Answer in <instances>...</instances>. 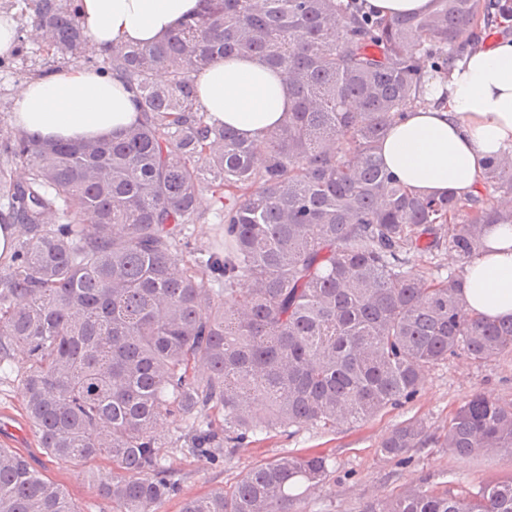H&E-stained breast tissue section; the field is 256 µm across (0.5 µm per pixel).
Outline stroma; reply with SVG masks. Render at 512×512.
I'll use <instances>...</instances> for the list:
<instances>
[{
    "instance_id": "35a3bbf8",
    "label": "stroma",
    "mask_w": 512,
    "mask_h": 512,
    "mask_svg": "<svg viewBox=\"0 0 512 512\" xmlns=\"http://www.w3.org/2000/svg\"><path fill=\"white\" fill-rule=\"evenodd\" d=\"M0 12L11 15L23 38L16 53L0 65V176L20 180L26 176L24 168L3 150L5 142L16 135L10 122L16 90L45 71H65L69 64L47 54L42 44L31 38L30 0H0ZM200 212L199 223L191 227L192 248L223 251L220 206L210 191H203L200 197ZM11 357L12 371H0V447L21 452L34 469L64 486L82 512H112L111 501L99 496L91 480L92 473L111 471V461L99 458L79 468L46 455L29 427L18 381V371L27 365L26 355L15 349ZM474 393L512 404V353L484 363L462 353L449 357L428 370L419 394L410 403L386 408L361 424L344 422L331 429L290 427L259 434L243 448L215 462L188 455L183 449L180 423L164 419L155 435L179 492L161 504L158 512H181L184 499L215 489L232 490L254 466L302 451L328 456L329 467L323 483L302 494L296 512H365L371 502L419 487L440 494L476 495L488 484L512 477V453L502 450L462 457L427 444L410 449L399 460L386 456L380 448L391 431L408 419L423 421L429 432H440Z\"/></svg>"
}]
</instances>
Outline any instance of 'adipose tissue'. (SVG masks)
Wrapping results in <instances>:
<instances>
[{
	"label": "adipose tissue",
	"mask_w": 512,
	"mask_h": 512,
	"mask_svg": "<svg viewBox=\"0 0 512 512\" xmlns=\"http://www.w3.org/2000/svg\"><path fill=\"white\" fill-rule=\"evenodd\" d=\"M85 34L99 50L153 43L198 8V0H77ZM206 121L261 142L288 117L293 96L285 71L237 54L197 76ZM427 107L396 116L377 153L386 169L422 197L478 192L486 165L512 146V37L470 50L447 80L429 87ZM138 118L122 78L83 66L19 86L12 122L44 140H97ZM485 248L464 267L463 297L490 320L512 319V224L489 227Z\"/></svg>",
	"instance_id": "ef3b65f1"
}]
</instances>
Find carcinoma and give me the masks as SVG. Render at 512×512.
<instances>
[{
	"label": "carcinoma",
	"mask_w": 512,
	"mask_h": 512,
	"mask_svg": "<svg viewBox=\"0 0 512 512\" xmlns=\"http://www.w3.org/2000/svg\"><path fill=\"white\" fill-rule=\"evenodd\" d=\"M32 7L53 55L92 62L75 0ZM482 18L511 20L512 0H433L392 19L357 0H200L164 39L104 60L134 92L135 125L105 140L10 142L28 176L1 183L0 197L26 239L0 271V365L26 351V417L47 456L110 459L93 481L114 512H157L178 492L153 436L163 416L184 421L188 454L216 461L257 433L402 406L457 353L512 352V320L475 316L462 275L404 271L443 248L467 262L486 226L512 223L495 200L512 192V149L466 198L421 197L375 155L392 113L428 105L427 86L479 45ZM242 52L287 71L295 97L259 147L208 125L197 105L194 72ZM205 187L224 205L226 246L189 264L184 231ZM428 443L512 452V405L473 394L443 435L411 419L381 448L400 457ZM327 472L321 453H288L182 512H290ZM0 512L82 510L0 448ZM366 512H512V478L475 497L406 492Z\"/></svg>",
	"instance_id": "cac0c4a2"
}]
</instances>
